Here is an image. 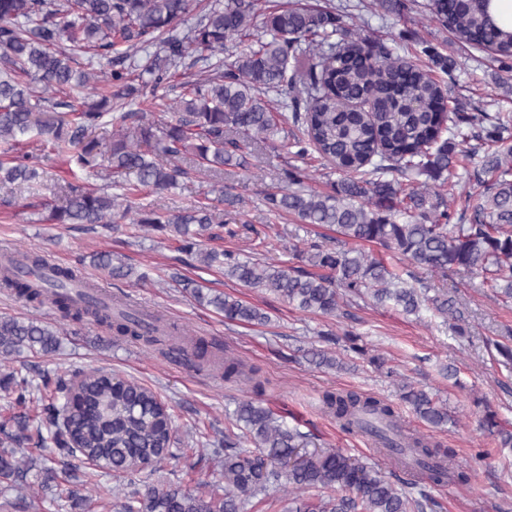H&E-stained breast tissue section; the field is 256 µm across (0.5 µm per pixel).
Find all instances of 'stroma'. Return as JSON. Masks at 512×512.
I'll return each instance as SVG.
<instances>
[{
    "label": "stroma",
    "instance_id": "obj_1",
    "mask_svg": "<svg viewBox=\"0 0 512 512\" xmlns=\"http://www.w3.org/2000/svg\"><path fill=\"white\" fill-rule=\"evenodd\" d=\"M355 10L350 25L371 41L394 39L402 54L429 66L423 43L432 44L446 57L456 60L453 74L438 73L449 87V102L467 112L512 113V85L503 83L486 53L464 50L454 44L446 31L431 25L423 14L396 18L380 0H364ZM293 155L287 139L276 137L263 145L251 159L249 170L239 173L240 204L225 208L224 222L233 235L211 240L213 248L232 250L241 258L274 266L307 267L299 248L315 241L335 246L334 231L301 224L288 215L271 212L265 193L277 183L280 170ZM40 182L18 193L13 206H0V250L36 249L61 265L72 264L77 256L109 251L132 270V277L116 280L87 265L86 278L104 292H122L148 311H161L190 333L222 344L230 352L261 367L268 381L266 405L283 415L287 426L310 435L323 448H339L361 461L386 468L383 456L374 454L367 438L342 433L319 408L324 392L356 390L373 393L391 402L399 400L402 382H410L437 394L446 402L454 421L445 430L429 431L408 407L400 409L402 424L420 433L432 432L445 447L455 449L460 465L471 463L481 449L488 456L478 469L471 487L448 485L429 489L432 512H512V455L495 448L479 428L478 399H487L500 421L512 426V368L504 367L487 343L512 336V301L484 287L480 276L460 272L451 277L416 269L417 279L448 290L462 304L467 319L466 336H457L450 322L431 309L419 316H405L371 300L344 301L334 317L304 313L261 288H247L224 278L217 270L201 266L193 256L181 252L175 241L150 228L135 230L126 221L118 225L50 224L42 221L40 202L49 199L60 184L62 172L54 158L44 161ZM213 183L194 177L168 192L141 191L139 205L163 213H176L209 197ZM267 245L254 249L253 242ZM217 289L257 305L268 316L264 325L229 322L213 307L199 305L181 286L182 280ZM0 315L37 318L60 325V346L52 353L26 354L12 361L15 369L33 370L100 369L114 377L136 380L151 387L170 406L176 420V437L185 452L155 470L140 473L135 481L104 475L101 485L112 490L100 512H118L120 502L134 488L185 486L197 480L217 482L214 448L224 441V429L239 401L247 399V386L224 383L206 372L192 371L168 357L162 349H147L121 341L96 326L60 323L51 309L25 305L0 289ZM339 337L362 336L367 356H344L343 370L316 367L308 360L312 348H323L321 333ZM386 359L395 376L376 370L368 355ZM457 370L456 377L443 376L444 367Z\"/></svg>",
    "mask_w": 512,
    "mask_h": 512
}]
</instances>
